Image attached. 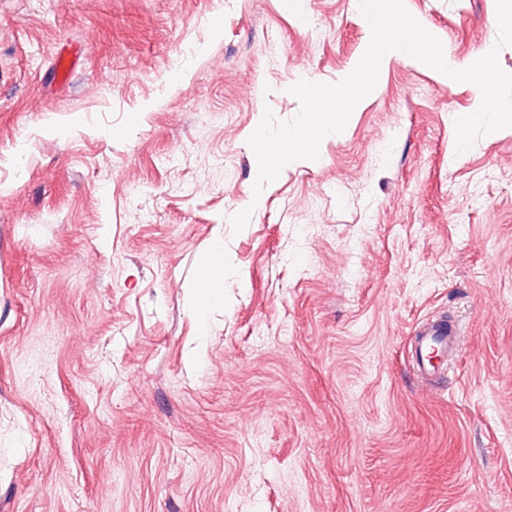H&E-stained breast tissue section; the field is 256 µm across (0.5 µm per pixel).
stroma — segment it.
Masks as SVG:
<instances>
[{"mask_svg": "<svg viewBox=\"0 0 512 512\" xmlns=\"http://www.w3.org/2000/svg\"><path fill=\"white\" fill-rule=\"evenodd\" d=\"M285 2L0 0V512H512V129L457 151L475 85L395 59L254 192L255 123L371 36ZM405 6L512 73L496 0ZM435 319L463 336L427 384ZM204 260L207 273L199 278L194 291L195 315L200 335H207L208 311L211 304L220 297L224 288L227 262L224 259V243L216 239L199 257ZM197 259V261H198ZM460 331L452 325L441 322L427 323L412 337L411 350L415 368L421 377L445 370L444 364L435 366L429 360V353L438 352L444 360L449 353L458 351Z\"/></svg>", "mask_w": 512, "mask_h": 512, "instance_id": "stroma-1", "label": "stroma"}]
</instances>
